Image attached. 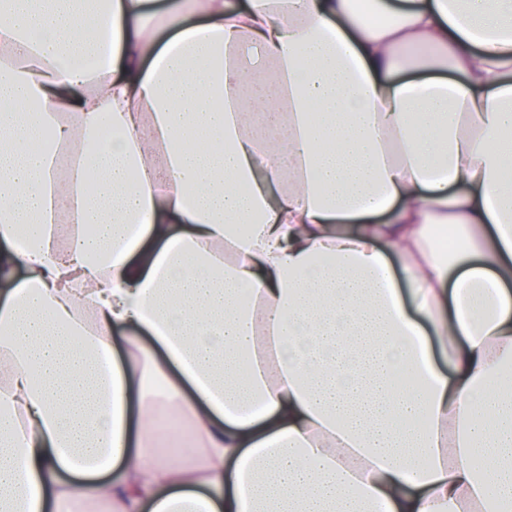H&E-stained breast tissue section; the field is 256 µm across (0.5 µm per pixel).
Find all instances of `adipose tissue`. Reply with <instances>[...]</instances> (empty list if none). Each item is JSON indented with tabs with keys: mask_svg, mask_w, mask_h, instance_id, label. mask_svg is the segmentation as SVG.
<instances>
[{
	"mask_svg": "<svg viewBox=\"0 0 512 512\" xmlns=\"http://www.w3.org/2000/svg\"><path fill=\"white\" fill-rule=\"evenodd\" d=\"M491 504L512 0H0V512Z\"/></svg>",
	"mask_w": 512,
	"mask_h": 512,
	"instance_id": "ef3b65f1",
	"label": "adipose tissue"
}]
</instances>
